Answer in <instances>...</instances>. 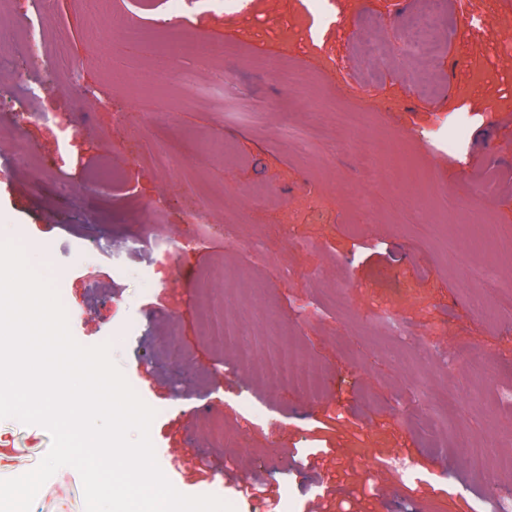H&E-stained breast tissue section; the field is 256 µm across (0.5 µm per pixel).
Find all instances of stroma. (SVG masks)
I'll list each match as a JSON object with an SVG mask.
<instances>
[{
  "mask_svg": "<svg viewBox=\"0 0 512 512\" xmlns=\"http://www.w3.org/2000/svg\"><path fill=\"white\" fill-rule=\"evenodd\" d=\"M424 0H108L146 26L126 43L88 35L83 0H0V213L39 248L71 333L111 356L155 409L150 438L181 493L235 512H505L512 470V0H446L437 43L417 53L401 19ZM38 21L49 52L31 57ZM208 46L173 60L163 27ZM383 43L377 65L359 41ZM239 57L218 61L223 45ZM289 65L296 82L265 71ZM190 73L184 85L174 68ZM38 88L39 96L28 93ZM402 158L421 185L372 182L339 113ZM229 142L230 158L209 154ZM25 161H18V152ZM371 208H363V197ZM468 209L498 227L499 283L471 281L487 255L455 225L397 223L413 205ZM237 287L225 288V276ZM501 312L484 320V307ZM235 322L223 346L221 309ZM326 371L318 391L260 380L275 334ZM176 337L181 362L161 349ZM255 345L250 362L240 344ZM454 420L437 446L419 420ZM224 425L223 438L208 424ZM47 430L0 420V478L34 469ZM31 512H85L77 470L59 469Z\"/></svg>",
  "mask_w": 512,
  "mask_h": 512,
  "instance_id": "1",
  "label": "stroma"
}]
</instances>
